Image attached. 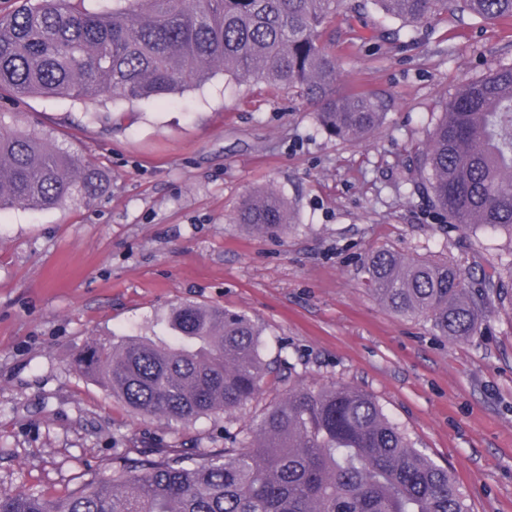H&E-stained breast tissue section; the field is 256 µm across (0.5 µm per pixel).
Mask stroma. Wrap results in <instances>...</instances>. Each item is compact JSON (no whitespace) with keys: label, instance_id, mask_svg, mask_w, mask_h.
Wrapping results in <instances>:
<instances>
[{"label":"stroma","instance_id":"stroma-1","mask_svg":"<svg viewBox=\"0 0 512 512\" xmlns=\"http://www.w3.org/2000/svg\"><path fill=\"white\" fill-rule=\"evenodd\" d=\"M337 93L366 91L383 124L357 143L326 136L312 109L263 81L216 72L163 99L1 98L0 113L99 164L89 203L0 212V493L54 498L126 448H220L280 387L230 415L172 431L134 417L75 367L91 342L164 332L184 301L244 312L268 360L311 387L371 395L448 467L470 512H512V311L477 336L436 335L371 292L367 255L456 264L477 282L503 240L446 223L413 194L411 156L450 94L512 64V18L406 27L371 6L338 10L321 34ZM270 187L292 222L257 234L236 214Z\"/></svg>","mask_w":512,"mask_h":512}]
</instances>
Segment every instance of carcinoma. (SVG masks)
<instances>
[{
	"mask_svg": "<svg viewBox=\"0 0 512 512\" xmlns=\"http://www.w3.org/2000/svg\"><path fill=\"white\" fill-rule=\"evenodd\" d=\"M24 0L0 16V92L74 101L164 98L222 71L264 80L316 108L319 126L358 142L384 119L365 92L336 95V56L319 36L351 0ZM415 26L438 16L512 17V0H370ZM415 189L456 228L505 237L503 258L469 285L448 261L388 249L363 263L370 290L440 336L477 335L494 305L512 308V65L467 83L415 151ZM105 172L37 133L0 122V210H44L95 198ZM237 223L273 233L291 223L273 189L248 197ZM167 340L94 343L78 370L133 413L185 425L256 399L269 373L247 314L195 303L172 309ZM243 439L224 448H127L112 475L88 472L57 497L0 494V512H469L451 472L414 447L363 391L311 389L282 376Z\"/></svg>",
	"mask_w": 512,
	"mask_h": 512,
	"instance_id": "obj_1",
	"label": "carcinoma"
}]
</instances>
